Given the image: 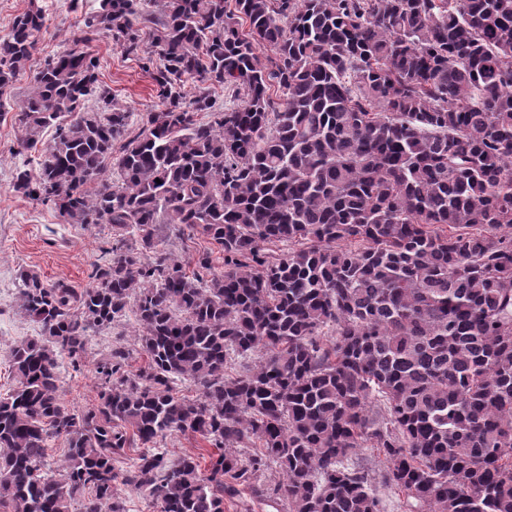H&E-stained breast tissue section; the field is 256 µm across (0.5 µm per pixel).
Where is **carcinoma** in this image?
<instances>
[{"label": "carcinoma", "mask_w": 512, "mask_h": 512, "mask_svg": "<svg viewBox=\"0 0 512 512\" xmlns=\"http://www.w3.org/2000/svg\"><path fill=\"white\" fill-rule=\"evenodd\" d=\"M139 2L99 0L16 114L17 153L54 135L15 191L112 243L84 288L19 275L39 336L8 350L0 512H127L120 483L154 512H224L242 487L290 512H380L344 464L365 444L411 512H512V0H162L158 18ZM45 24L31 0L0 37V97ZM104 34L157 87L139 125L99 84ZM206 83L237 102L215 109ZM162 224L208 240L192 273ZM132 300L146 365L111 348L98 404L71 410L63 359ZM235 355L256 360L227 378ZM172 432L213 451L170 461Z\"/></svg>", "instance_id": "obj_1"}]
</instances>
